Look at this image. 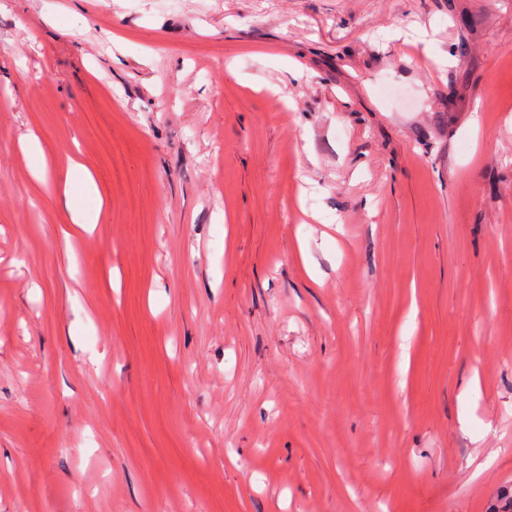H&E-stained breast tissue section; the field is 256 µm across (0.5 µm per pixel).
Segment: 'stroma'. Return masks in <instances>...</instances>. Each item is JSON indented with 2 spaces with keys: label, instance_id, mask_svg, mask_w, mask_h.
Returning a JSON list of instances; mask_svg holds the SVG:
<instances>
[{
  "label": "stroma",
  "instance_id": "1",
  "mask_svg": "<svg viewBox=\"0 0 512 512\" xmlns=\"http://www.w3.org/2000/svg\"><path fill=\"white\" fill-rule=\"evenodd\" d=\"M1 91L0 512H503L512 0H0Z\"/></svg>",
  "mask_w": 512,
  "mask_h": 512
}]
</instances>
